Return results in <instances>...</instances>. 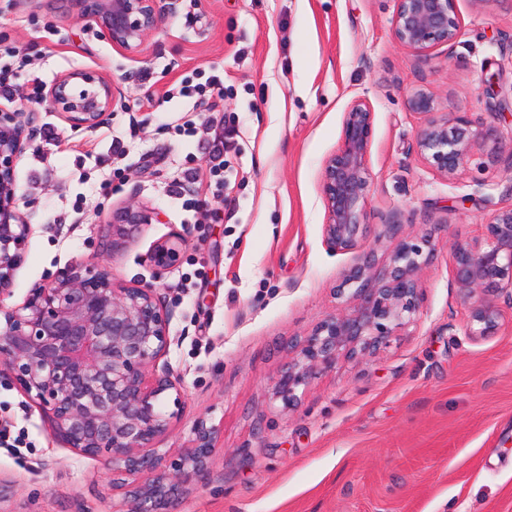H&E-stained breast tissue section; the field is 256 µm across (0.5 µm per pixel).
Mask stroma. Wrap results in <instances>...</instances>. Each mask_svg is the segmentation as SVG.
<instances>
[{"instance_id":"stroma-1","label":"stroma","mask_w":512,"mask_h":512,"mask_svg":"<svg viewBox=\"0 0 512 512\" xmlns=\"http://www.w3.org/2000/svg\"><path fill=\"white\" fill-rule=\"evenodd\" d=\"M465 33L430 62L397 44L391 0H182L141 55L113 49L53 0H0L8 95L32 105L58 75L88 69L119 84L125 106L92 131L38 114L17 162L35 199L25 260L8 305L71 264L106 266L116 284L155 282L172 313L166 359L182 379L178 415L157 446L188 445L198 421L220 442L178 512H512V308L500 328L468 336L451 277L452 244L482 240L493 204L512 203V153L475 150L458 186L414 151L409 96L482 122L512 102V0H458ZM224 79L195 105L181 81ZM369 100L375 123L362 242L389 260L396 224L431 234L417 324L364 358L319 373L296 409L272 394L289 344L342 305L334 289L357 255L325 245L323 160L343 114ZM233 133L223 181L210 173L215 133ZM123 155H116L115 144ZM155 209L112 251V210ZM180 261L154 280L149 255L173 234ZM101 459L58 443L40 407L0 377V512H127Z\"/></svg>"}]
</instances>
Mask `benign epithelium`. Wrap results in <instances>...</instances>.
<instances>
[{"instance_id":"obj_1","label":"benign epithelium","mask_w":512,"mask_h":512,"mask_svg":"<svg viewBox=\"0 0 512 512\" xmlns=\"http://www.w3.org/2000/svg\"><path fill=\"white\" fill-rule=\"evenodd\" d=\"M84 26L128 55L140 53L146 36L175 14L181 0H64ZM393 39L424 61L439 46L453 49L463 35L457 0H392ZM42 102L75 128L92 130L125 103L122 89L89 70H72L45 87ZM417 116L415 149L433 172L451 182L481 142L489 157L512 154V126L499 112L479 125L466 112L437 117L435 99L422 91L410 96ZM34 107L0 105V372L37 403L63 447L102 458L112 488L130 498L129 512H176L182 484L207 469L219 429L199 421L192 445L162 451L156 441L170 429L175 412L164 402L181 399L182 381L161 362L172 342V312L151 284L116 285L106 269L77 264L29 291L23 303L7 306L15 273L24 261L31 233L30 202L19 195L16 161L37 134ZM375 112L356 98L343 115L340 143L320 174L325 210L322 233L335 252L355 251L367 234L366 209L372 179L368 165ZM158 213L136 201L112 209V249L126 244ZM180 236L156 244L150 254L155 278L179 259ZM435 250L427 234L398 241L378 265L373 252L360 254L336 288L356 305L321 320L291 346L293 357L273 379L274 397L291 409L313 375L330 371L342 355H363L396 330L415 321L420 278ZM451 275L468 308V335L492 336L499 327V300L512 303V205L493 209L483 240L452 248Z\"/></svg>"}]
</instances>
